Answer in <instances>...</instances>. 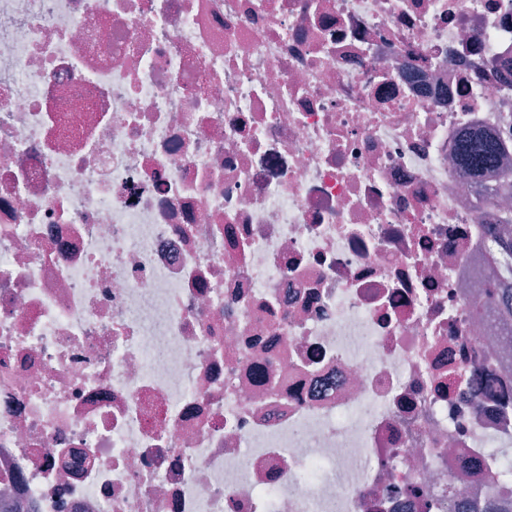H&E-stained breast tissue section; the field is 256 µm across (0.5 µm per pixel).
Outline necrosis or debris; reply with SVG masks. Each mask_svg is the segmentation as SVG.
<instances>
[{
    "label": "necrosis or debris",
    "instance_id": "obj_1",
    "mask_svg": "<svg viewBox=\"0 0 512 512\" xmlns=\"http://www.w3.org/2000/svg\"><path fill=\"white\" fill-rule=\"evenodd\" d=\"M473 128L512 0H0V512L512 503Z\"/></svg>",
    "mask_w": 512,
    "mask_h": 512
}]
</instances>
